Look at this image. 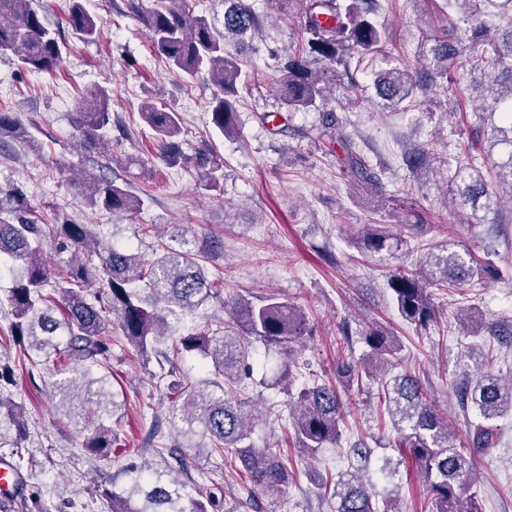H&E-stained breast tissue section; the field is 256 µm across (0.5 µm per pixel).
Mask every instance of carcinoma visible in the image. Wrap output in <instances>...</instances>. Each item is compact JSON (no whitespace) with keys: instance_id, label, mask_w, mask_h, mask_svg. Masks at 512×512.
<instances>
[{"instance_id":"1","label":"carcinoma","mask_w":512,"mask_h":512,"mask_svg":"<svg viewBox=\"0 0 512 512\" xmlns=\"http://www.w3.org/2000/svg\"><path fill=\"white\" fill-rule=\"evenodd\" d=\"M301 44L286 55L272 54L276 72L275 96L279 107L293 116L317 111L312 139H327L342 150L341 175L349 184L370 194L384 187L373 164L353 138L342 134V118L332 106L330 88L350 71L351 54L381 58L373 72V86L383 105L396 110L418 95L447 93L456 82L453 71L462 69L472 85L481 89L483 101L498 105L512 102V0H451L464 14V26H449L422 49L425 68L413 70L395 62L379 21L381 0H298ZM151 48L168 70L187 79L207 77L214 87L209 100L210 123L227 139L240 135L238 107L241 89L255 78L245 68L248 39L261 29L260 15L248 0H224V26L218 29L195 13L193 0H152L146 18ZM66 23L83 39H96L102 20L89 13L83 0H69ZM64 42L34 7L33 0H0V55H12L24 71L51 73L63 60ZM110 93L103 87L84 93L72 113L75 137L85 157L109 142L112 112ZM484 109L474 112L475 136L457 144L468 158L485 155L481 130ZM139 118L152 132L158 158L175 167L183 158L179 147L180 113L145 100ZM493 144L511 149L506 164L492 166L487 179L483 165L470 162L455 167L450 177L453 212L460 224H483L499 210V187L512 189V109L500 113ZM10 138L18 151L37 154L41 145L18 116L0 111V141ZM428 145L402 150L399 167L413 176L432 165ZM222 164L204 153L198 162L200 186H219ZM73 182L81 190L84 205L92 211L112 214L136 212L143 201L125 183L97 174L81 160L70 165ZM397 210L392 218L405 230L418 234L428 226L410 194L390 195ZM74 253L75 262L54 272L44 258V246ZM405 241L386 224L369 222L352 245L369 256L395 258L403 254ZM205 251L165 248L144 260L130 245L105 242L88 224H79L64 213L41 224L31 217L26 194L17 185L0 186V259L9 262L12 285L0 297L9 307L10 336L17 361L34 369L52 364L67 378L53 383L56 409L80 419L91 434L82 447L109 461L119 457L118 434L103 425L123 407L110 388L111 329L118 330L140 354L156 351L163 337L170 344L161 353L160 368L171 378L167 386L177 443L168 449L204 448L212 464L211 474L241 470L253 485L285 486L292 479L288 466L268 448L250 442L247 416L235 389L250 374L258 353L248 338L255 337L280 351L274 368L276 383L288 391V411L272 401L264 417L281 425L298 447L311 458L321 449L342 444L347 413L340 389H362L376 384L378 401L397 433L395 447L407 450L416 469L429 479L428 492L435 512H483L475 493L473 456L497 445L495 420L512 411V379L503 381L494 368L493 348L483 353L479 377L463 384L458 401L465 411L474 410L478 421L464 432L449 431L448 419L426 400L420 380L411 372L397 371L403 343L392 324L373 321L360 332L369 348L367 357L355 362H336V382L313 381L295 386L291 371L293 344L310 335L307 315L287 299L269 293L255 301L239 296L227 302L224 291L210 280ZM505 279L502 268L487 256L467 250L459 253L439 245L415 262L399 263L387 279L398 320L425 334L438 324L439 307L434 296L450 288L480 285ZM208 303L231 308L232 325L212 329V320L194 324L182 332L180 320L196 314ZM199 353L211 359L203 376H176L177 361ZM16 365L0 359V445L15 449L11 468L17 475L34 466L22 449L29 438L28 415L13 398ZM185 462L172 470L128 467L126 488L108 494L110 512H215L219 501L211 494L192 493L180 480ZM323 495L335 502L334 512H378L372 485L359 473H347L337 481L325 480Z\"/></svg>"}]
</instances>
